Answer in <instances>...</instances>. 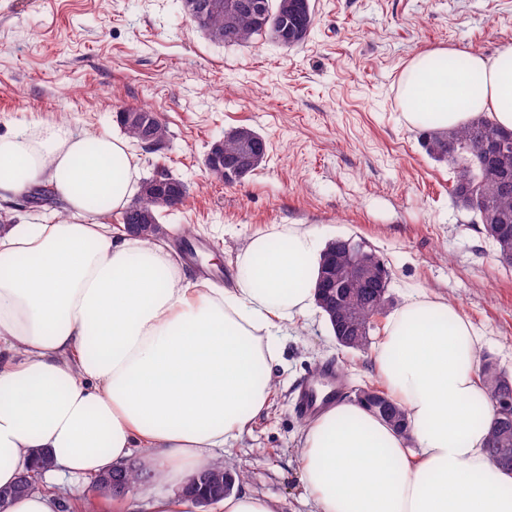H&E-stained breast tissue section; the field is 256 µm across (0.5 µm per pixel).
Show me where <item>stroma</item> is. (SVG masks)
<instances>
[{
	"label": "stroma",
	"mask_w": 512,
	"mask_h": 512,
	"mask_svg": "<svg viewBox=\"0 0 512 512\" xmlns=\"http://www.w3.org/2000/svg\"><path fill=\"white\" fill-rule=\"evenodd\" d=\"M300 46L210 42L180 0H0V134L22 120L67 118L80 133L123 132L122 107L150 105L162 148L138 150L142 177L182 179L185 205L163 211L164 235L190 275L231 286L247 239L289 224L321 243L364 241L391 270L394 304L443 299L481 333L479 353L512 372V269L452 194L455 172L428 156L398 104L414 56L442 47L495 54L512 45V0H311ZM247 126L265 161L227 186L205 167L211 143ZM270 407L225 446L243 488L313 512L294 409L297 387L325 362L345 386L382 387L372 350L340 347L319 308L281 337Z\"/></svg>",
	"instance_id": "1"
}]
</instances>
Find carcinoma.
Instances as JSON below:
<instances>
[{
    "label": "carcinoma",
    "instance_id": "cac0c4a2",
    "mask_svg": "<svg viewBox=\"0 0 512 512\" xmlns=\"http://www.w3.org/2000/svg\"><path fill=\"white\" fill-rule=\"evenodd\" d=\"M267 4L268 22L261 23L257 16L249 11H242L229 21L224 13H212L199 23L204 33L213 43L224 46H244L255 40L269 37L285 47L300 46L306 41L305 33L313 30L314 13L311 2L296 12L287 15L288 28L280 29V0H265ZM499 127L484 116L470 120L466 125L446 131L426 130L423 132V148L427 154L437 160L452 165L456 173L453 195L466 211L472 214V221L482 225V231L493 242L498 261L512 267V231H503L501 226H512V152L509 156L489 151L484 160V171L480 172L469 167L464 159H456L449 149L483 141L491 131ZM152 179L148 178L141 184L140 192L133 204L144 211L153 213V222L139 225L138 237L144 241H152L163 233V226L158 221L159 201L151 191ZM474 192L481 200L478 208L468 204L467 194ZM324 255L329 257L327 263L319 264L317 276H322L327 268H335L336 281L352 290L355 302L359 307L369 306L368 330H373L378 317L386 315L390 305L381 306L369 303L373 289L357 278V271L346 263V247L337 240L327 243ZM326 320L335 331L338 327L359 324L361 320L352 317L342 304L323 310ZM479 379L486 389L491 403L502 398L512 399V375L498 367L492 360L484 357L478 371ZM487 451L498 466L504 470H512V417L505 420L502 415L495 414L489 430ZM206 492L218 501L224 498V464L213 462L197 472V482L187 489V495L197 498V494Z\"/></svg>",
    "mask_w": 512,
    "mask_h": 512
}]
</instances>
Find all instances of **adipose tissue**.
<instances>
[{"label": "adipose tissue", "mask_w": 512, "mask_h": 512, "mask_svg": "<svg viewBox=\"0 0 512 512\" xmlns=\"http://www.w3.org/2000/svg\"><path fill=\"white\" fill-rule=\"evenodd\" d=\"M409 125L442 130L485 113L512 130V46L437 49L399 85ZM140 170L111 133L63 119L0 136V203L49 186L60 214L0 226V487L31 471L6 512H61L81 484L135 460L147 475L116 512H195L153 489L219 459L269 407L280 336L315 303L320 244L292 224L250 237L233 287L191 279L168 244L112 228ZM479 334L446 301L390 313L373 363L408 410L401 434L340 402L301 434L317 512H512V473L485 448L495 411L478 377ZM51 457L32 469L34 451Z\"/></svg>", "instance_id": "ef3b65f1"}]
</instances>
